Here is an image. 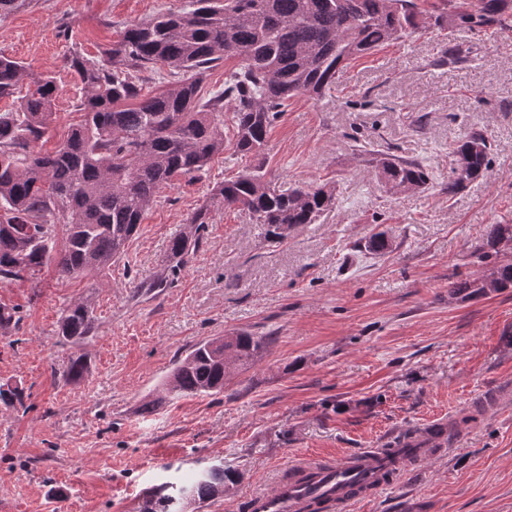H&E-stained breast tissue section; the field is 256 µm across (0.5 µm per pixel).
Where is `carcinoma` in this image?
<instances>
[{
	"label": "carcinoma",
	"instance_id": "carcinoma-1",
	"mask_svg": "<svg viewBox=\"0 0 512 512\" xmlns=\"http://www.w3.org/2000/svg\"><path fill=\"white\" fill-rule=\"evenodd\" d=\"M472 26L507 27L512 0H448ZM415 0H191L190 7L162 13L129 27L121 41L97 61L73 53L64 66L86 91L82 120L51 153L36 149L53 121L59 87L51 76L31 79L17 112H0V282L34 279L55 264L66 275L100 272L120 259L137 233L158 190L180 176L201 172L224 152V102L234 105L237 150L260 157L267 134L286 101L331 89L345 63L419 26ZM241 64L224 88L207 100L200 84L210 68L228 57ZM165 65L183 78L165 91L143 96L129 69ZM20 62L0 55V98L15 93ZM491 143L480 132L452 149L448 193L481 176L490 165ZM364 162L393 190H423L425 166L402 158L383 144L359 146ZM214 198L248 213L260 235L281 242L298 224H313L335 204L325 186L277 189L263 166L243 170L219 186ZM202 207L169 244V266L142 285L146 292L167 287L170 274L197 251L208 224ZM512 224H492L475 248L477 258L504 255ZM384 232L363 248L391 251ZM512 288V262L501 260L471 279L451 284L456 301L486 297ZM16 311L0 305V334L16 329ZM95 330L89 298L63 313L58 335L72 345ZM266 336L242 332L200 341L179 360L162 386L166 394L212 396L224 392L232 368L258 357ZM232 477L215 464L179 483L166 482L155 498L160 512H185L189 496L204 503L224 495Z\"/></svg>",
	"mask_w": 512,
	"mask_h": 512
}]
</instances>
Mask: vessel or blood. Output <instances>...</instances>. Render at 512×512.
<instances>
[{"label": "vessel or blood", "instance_id": "obj_1", "mask_svg": "<svg viewBox=\"0 0 512 512\" xmlns=\"http://www.w3.org/2000/svg\"><path fill=\"white\" fill-rule=\"evenodd\" d=\"M445 427V422H431L417 435V447L399 454L367 448L334 462L319 456L289 460L287 476L278 477L272 491L249 497V512H347L355 501L389 485L412 459L422 456L432 433Z\"/></svg>", "mask_w": 512, "mask_h": 512}]
</instances>
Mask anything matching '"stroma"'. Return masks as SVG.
I'll return each instance as SVG.
<instances>
[{
  "instance_id": "1",
  "label": "stroma",
  "mask_w": 512,
  "mask_h": 512,
  "mask_svg": "<svg viewBox=\"0 0 512 512\" xmlns=\"http://www.w3.org/2000/svg\"><path fill=\"white\" fill-rule=\"evenodd\" d=\"M187 4L17 0L0 16V54L60 88L39 148L56 147L80 120L84 90L65 55L99 59L130 25ZM448 49L465 64L439 65ZM224 117L223 154L159 189L119 264L78 278L51 266L35 288L0 282V305L20 318L0 335V384L25 391L23 407L0 405V512H139L162 483L217 461L236 480L198 512H241L292 456L382 447L454 421L463 400L512 382V289L448 297L450 283L481 270L472 251L487 228L512 224V40L452 16L428 21L346 63L323 96L291 99L268 132L267 176L283 190L334 185L336 203L280 243L213 198L249 163L236 150L232 110ZM473 131L492 144L489 169L447 195L450 153ZM364 142L422 161L428 188L388 192L355 154ZM204 205L210 219L194 258L168 287L136 294ZM378 231L392 251H359ZM86 296L96 328L76 347L57 324ZM239 332L269 342L227 376L223 394L162 399V381L193 345ZM79 355L87 370L67 380ZM348 512H512V407L478 413L451 452L408 464L393 487Z\"/></svg>"
}]
</instances>
